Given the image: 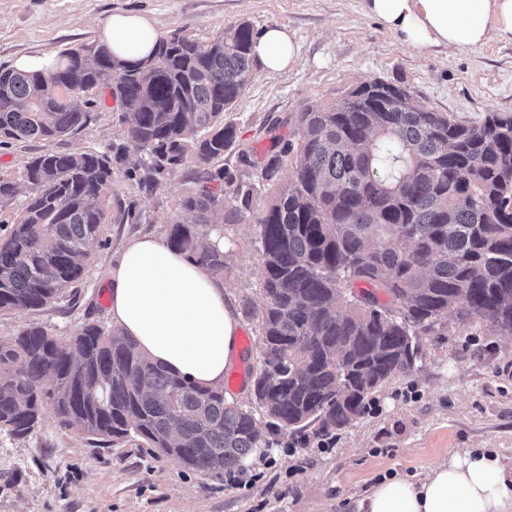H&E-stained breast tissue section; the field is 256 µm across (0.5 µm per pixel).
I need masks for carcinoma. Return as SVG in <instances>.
Wrapping results in <instances>:
<instances>
[{
    "instance_id": "cac0c4a2",
    "label": "carcinoma",
    "mask_w": 512,
    "mask_h": 512,
    "mask_svg": "<svg viewBox=\"0 0 512 512\" xmlns=\"http://www.w3.org/2000/svg\"><path fill=\"white\" fill-rule=\"evenodd\" d=\"M254 36L244 21L205 43L161 36L133 65L99 45L64 51L48 72L0 68V147L71 135L89 120L85 94H107L151 180L191 158L199 177L182 208L208 224L229 193L240 220L254 187L224 182L213 162L235 143L224 113L252 78ZM294 136L261 163L278 187L254 219L262 364L252 395L263 418L224 387L150 361L118 328L85 321L62 339L29 323L0 340V432L23 438L50 408L102 448L136 438L191 470L233 472L275 435L311 427L326 440L351 426L374 392L413 371L420 337L443 315L512 335V113L461 120L371 79L299 113ZM125 157L88 149L27 162L31 194L0 237V314L37 311L83 281ZM167 243L224 277V249L195 225H171Z\"/></svg>"
}]
</instances>
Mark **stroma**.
I'll use <instances>...</instances> for the list:
<instances>
[{
	"mask_svg": "<svg viewBox=\"0 0 512 512\" xmlns=\"http://www.w3.org/2000/svg\"><path fill=\"white\" fill-rule=\"evenodd\" d=\"M115 12L152 19L159 35L177 30L200 41L240 21L258 33L271 25L295 33L297 63L274 76L255 66L244 95L224 115L236 131L237 149L252 160L246 166L229 159V169L254 186L258 211L268 194L256 162L276 152L278 139H292L298 112L363 81L406 86L428 108L467 121L512 113L511 41L494 39L477 50H414L364 16L361 0H0V67H13L22 56L98 45L101 26ZM119 114L115 101L98 97L90 122L75 134L0 148V177L18 187L0 220L9 219L29 194L24 166L31 157L127 150L107 189L112 222L92 246L82 283L40 310L0 317V339L31 322L63 338L87 320L111 327L108 270L129 238L164 237L176 223H193L202 237L212 235L211 225L197 224L181 206L195 188L194 162L185 161L160 185L142 182L144 155L129 149ZM222 229L225 291L237 308L240 334L251 340L229 371L241 384L224 393L248 407V374L261 365L258 320L247 311L261 301L257 226L248 215ZM372 401L375 410L338 431L333 447L319 448L313 435L302 442L276 437L271 450L254 453L236 470L237 489L225 476L188 470L135 440L93 445L61 428L48 410L26 438L0 433V512H345L347 502L380 478L425 473L458 449L492 448L511 461L512 336L467 329L455 316L444 317L421 337L414 372L390 380Z\"/></svg>",
	"mask_w": 512,
	"mask_h": 512,
	"instance_id": "stroma-1",
	"label": "stroma"
}]
</instances>
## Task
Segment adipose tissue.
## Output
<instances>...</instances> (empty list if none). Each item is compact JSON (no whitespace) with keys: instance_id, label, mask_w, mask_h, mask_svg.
I'll use <instances>...</instances> for the list:
<instances>
[{"instance_id":"adipose-tissue-1","label":"adipose tissue","mask_w":512,"mask_h":512,"mask_svg":"<svg viewBox=\"0 0 512 512\" xmlns=\"http://www.w3.org/2000/svg\"><path fill=\"white\" fill-rule=\"evenodd\" d=\"M364 13L418 50L478 49L492 39L512 42V0H362ZM158 34L144 16L113 14L99 41L118 60L137 63ZM253 52L267 73L292 67L295 35L274 25ZM113 322L153 362L202 387L224 383L238 357L239 316L222 282L170 248L165 239L130 240L109 269ZM352 512H512V466L481 449L452 452L424 476L387 478L351 505Z\"/></svg>"}]
</instances>
